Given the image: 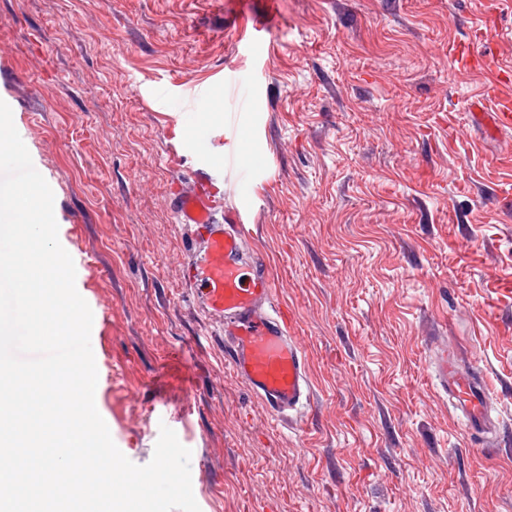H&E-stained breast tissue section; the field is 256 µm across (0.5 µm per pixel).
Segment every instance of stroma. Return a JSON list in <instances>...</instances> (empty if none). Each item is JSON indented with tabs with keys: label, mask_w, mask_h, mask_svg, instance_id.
Returning a JSON list of instances; mask_svg holds the SVG:
<instances>
[{
	"label": "stroma",
	"mask_w": 512,
	"mask_h": 512,
	"mask_svg": "<svg viewBox=\"0 0 512 512\" xmlns=\"http://www.w3.org/2000/svg\"><path fill=\"white\" fill-rule=\"evenodd\" d=\"M267 2L0 0V100L103 319L96 408L138 465L174 430L201 512H512V311L491 304L512 282V129L489 132L491 85L454 61L473 6ZM193 127L206 141L173 164ZM232 129L267 163L245 185L225 172L223 204L251 224L313 382L285 428L198 308L169 207ZM444 346L490 385L492 447L437 393Z\"/></svg>",
	"instance_id": "obj_1"
}]
</instances>
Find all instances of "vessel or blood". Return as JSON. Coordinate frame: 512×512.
I'll return each instance as SVG.
<instances>
[{
	"instance_id": "obj_1",
	"label": "vessel or blood",
	"mask_w": 512,
	"mask_h": 512,
	"mask_svg": "<svg viewBox=\"0 0 512 512\" xmlns=\"http://www.w3.org/2000/svg\"><path fill=\"white\" fill-rule=\"evenodd\" d=\"M499 0H480L481 13L470 42L456 60L461 69L494 78L495 127L512 126V66L502 65L494 49L499 36ZM237 155L210 152L190 185L171 201L177 224L192 245L183 276L200 307L224 326L223 340L235 376L279 422L299 411L311 397L306 354L294 332V315L273 288L264 257L247 261L242 246L250 234L240 211L223 208L225 168ZM437 378L454 402L468 432L478 436L493 427L486 382L462 371L453 358L441 357Z\"/></svg>"
}]
</instances>
